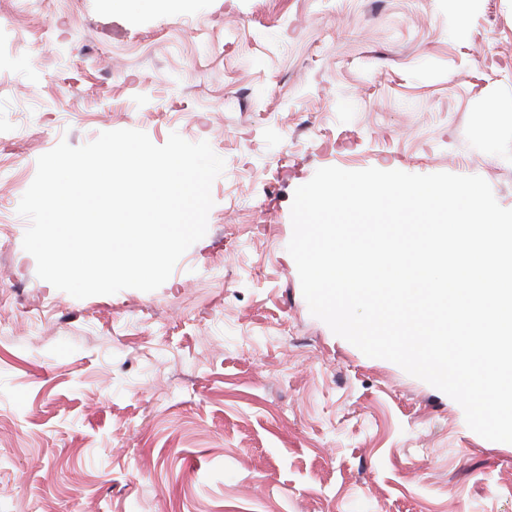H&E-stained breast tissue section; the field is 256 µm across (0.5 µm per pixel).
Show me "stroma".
I'll return each instance as SVG.
<instances>
[{
    "label": "stroma",
    "instance_id": "35a3bbf8",
    "mask_svg": "<svg viewBox=\"0 0 512 512\" xmlns=\"http://www.w3.org/2000/svg\"><path fill=\"white\" fill-rule=\"evenodd\" d=\"M119 129L225 167L161 287L77 299L17 207ZM329 166L512 209V0H0V512H512V443L311 314L291 204Z\"/></svg>",
    "mask_w": 512,
    "mask_h": 512
}]
</instances>
